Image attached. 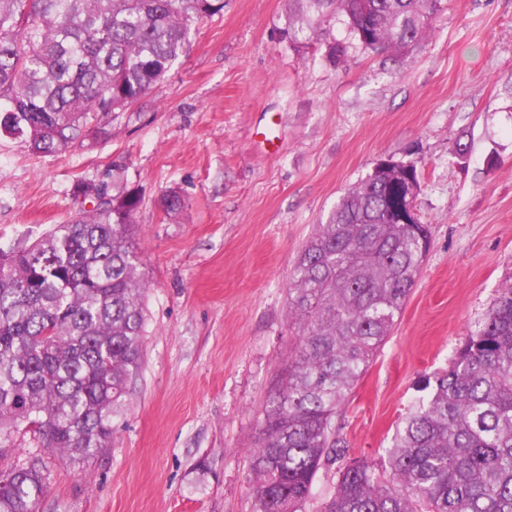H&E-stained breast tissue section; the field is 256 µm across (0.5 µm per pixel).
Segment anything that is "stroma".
<instances>
[{"instance_id": "35a3bbf8", "label": "stroma", "mask_w": 512, "mask_h": 512, "mask_svg": "<svg viewBox=\"0 0 512 512\" xmlns=\"http://www.w3.org/2000/svg\"><path fill=\"white\" fill-rule=\"evenodd\" d=\"M287 22L288 0H224L136 107L100 116L106 136L47 155L0 138V248L92 208L78 182L140 199L143 357L111 448L67 467L21 432L0 453V468L38 454L53 469L39 512H252L248 450L297 343L295 261L379 159L417 161L432 244L336 419L351 457L383 468L426 378L512 285V0H443L401 52L362 49L339 20L291 44Z\"/></svg>"}]
</instances>
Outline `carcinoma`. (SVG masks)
<instances>
[{
    "mask_svg": "<svg viewBox=\"0 0 512 512\" xmlns=\"http://www.w3.org/2000/svg\"><path fill=\"white\" fill-rule=\"evenodd\" d=\"M296 43L336 14L364 49L421 39L441 0H288ZM224 0H0V137L58 153L106 134L100 114L137 103L186 52L193 24ZM415 161L388 159L342 196L300 251L288 288L298 342L249 449L253 512H303L339 464L327 512H512V286L448 369L401 418L389 476L348 459L336 415L385 344L430 247L395 224ZM95 196L29 247L0 248V449L25 426L76 466L102 453L140 370L145 284L134 194ZM52 472L38 455L0 469V512H38Z\"/></svg>",
    "mask_w": 512,
    "mask_h": 512,
    "instance_id": "1",
    "label": "carcinoma"
}]
</instances>
